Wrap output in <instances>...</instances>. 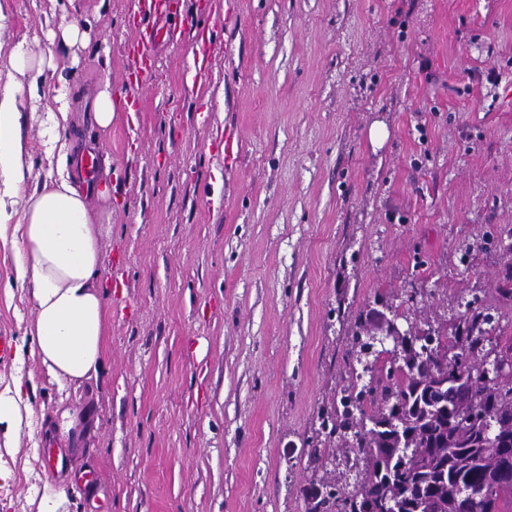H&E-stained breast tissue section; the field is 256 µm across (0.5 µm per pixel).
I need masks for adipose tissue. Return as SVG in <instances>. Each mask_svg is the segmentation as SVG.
<instances>
[{
  "label": "adipose tissue",
  "instance_id": "adipose-tissue-1",
  "mask_svg": "<svg viewBox=\"0 0 512 512\" xmlns=\"http://www.w3.org/2000/svg\"><path fill=\"white\" fill-rule=\"evenodd\" d=\"M16 79L0 83V189L24 195L19 234L12 241L13 287L26 291L34 318L29 327L30 354L47 374L80 385L99 373L104 360L106 317L101 274L103 215L94 201L109 202L108 178L93 188L62 174L32 192L24 190V146L19 103L25 93L21 75H43V63L23 45L10 56ZM22 378L0 388V448L14 453L15 435L30 415Z\"/></svg>",
  "mask_w": 512,
  "mask_h": 512
}]
</instances>
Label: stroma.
<instances>
[{
    "label": "stroma",
    "mask_w": 512,
    "mask_h": 512,
    "mask_svg": "<svg viewBox=\"0 0 512 512\" xmlns=\"http://www.w3.org/2000/svg\"><path fill=\"white\" fill-rule=\"evenodd\" d=\"M140 0H0V46L52 55L75 118L59 130L121 177L102 227L106 336L96 379L51 380L33 357V413L0 512H307L305 489L352 492L345 453L311 461L318 415L353 380L356 317L382 300L400 331H454L468 301L512 349V0H240L196 81L181 36L108 127L85 99L124 91ZM77 24L83 40H47ZM25 188L55 164L23 102ZM384 124L385 140L370 138ZM239 132L236 163L224 129ZM0 226V332L33 319ZM81 412L75 473L42 453L57 411Z\"/></svg>",
    "instance_id": "35a3bbf8"
}]
</instances>
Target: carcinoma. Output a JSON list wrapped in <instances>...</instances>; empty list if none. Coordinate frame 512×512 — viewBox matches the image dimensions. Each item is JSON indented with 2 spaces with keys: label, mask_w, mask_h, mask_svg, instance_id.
I'll return each instance as SVG.
<instances>
[{
  "label": "carcinoma",
  "mask_w": 512,
  "mask_h": 512,
  "mask_svg": "<svg viewBox=\"0 0 512 512\" xmlns=\"http://www.w3.org/2000/svg\"><path fill=\"white\" fill-rule=\"evenodd\" d=\"M452 336L364 368L368 382L341 390L322 416L325 437L352 433L354 492L322 484L308 512H457L468 491L470 512H512V484L493 478L504 459L493 434L512 440V386L488 384L476 356L492 344V315L472 310ZM360 420L354 421V413Z\"/></svg>",
  "instance_id": "carcinoma-1"
}]
</instances>
